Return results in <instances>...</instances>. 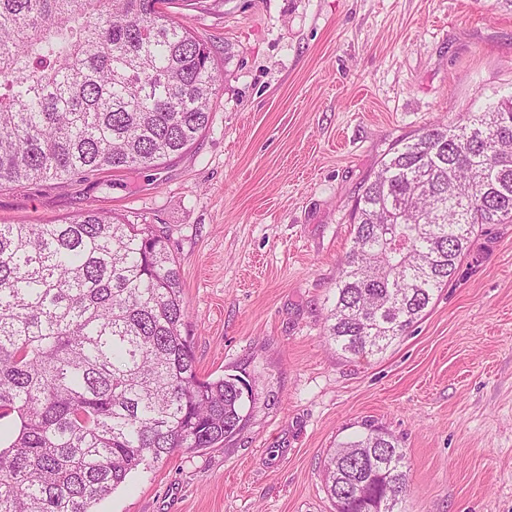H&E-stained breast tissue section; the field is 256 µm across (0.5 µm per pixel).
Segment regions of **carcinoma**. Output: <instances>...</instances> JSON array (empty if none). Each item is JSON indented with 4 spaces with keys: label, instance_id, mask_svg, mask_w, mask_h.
I'll list each match as a JSON object with an SVG mask.
<instances>
[{
    "label": "carcinoma",
    "instance_id": "obj_1",
    "mask_svg": "<svg viewBox=\"0 0 512 512\" xmlns=\"http://www.w3.org/2000/svg\"><path fill=\"white\" fill-rule=\"evenodd\" d=\"M169 0H0V188L163 164L208 126L211 51ZM326 336L385 351L512 223V98L380 162L353 211ZM164 231L99 209L0 224V512H93L128 476L245 422L244 379L200 375ZM368 471L366 491L353 474ZM336 512H399V440L372 426L324 462Z\"/></svg>",
    "mask_w": 512,
    "mask_h": 512
}]
</instances>
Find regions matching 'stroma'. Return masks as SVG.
I'll return each mask as SVG.
<instances>
[{
  "instance_id": "1",
  "label": "stroma",
  "mask_w": 512,
  "mask_h": 512,
  "mask_svg": "<svg viewBox=\"0 0 512 512\" xmlns=\"http://www.w3.org/2000/svg\"><path fill=\"white\" fill-rule=\"evenodd\" d=\"M176 17L218 93L180 157L0 189V224L86 209L155 224L181 267L201 375L248 381L244 428L132 473L96 512H334L323 466L365 423L400 441L401 512H512V224L384 353L325 338L351 212L379 161L512 96V9L495 0H208Z\"/></svg>"
}]
</instances>
